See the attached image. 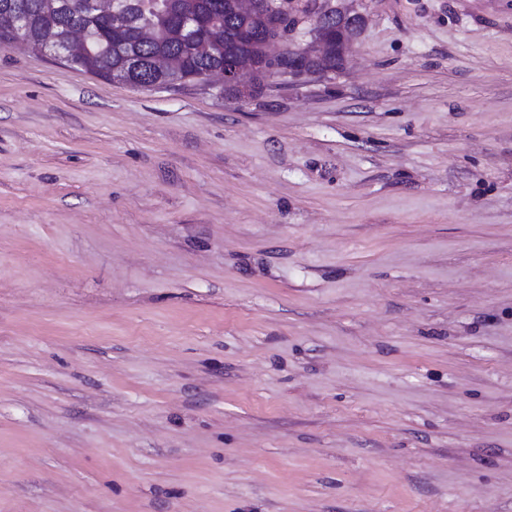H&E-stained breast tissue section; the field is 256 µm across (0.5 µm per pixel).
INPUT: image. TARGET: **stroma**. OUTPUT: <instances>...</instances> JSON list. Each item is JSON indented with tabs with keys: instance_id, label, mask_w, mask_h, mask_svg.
I'll list each match as a JSON object with an SVG mask.
<instances>
[{
	"instance_id": "35a3bbf8",
	"label": "stroma",
	"mask_w": 512,
	"mask_h": 512,
	"mask_svg": "<svg viewBox=\"0 0 512 512\" xmlns=\"http://www.w3.org/2000/svg\"><path fill=\"white\" fill-rule=\"evenodd\" d=\"M240 101L0 46V512H512V0H332Z\"/></svg>"
}]
</instances>
